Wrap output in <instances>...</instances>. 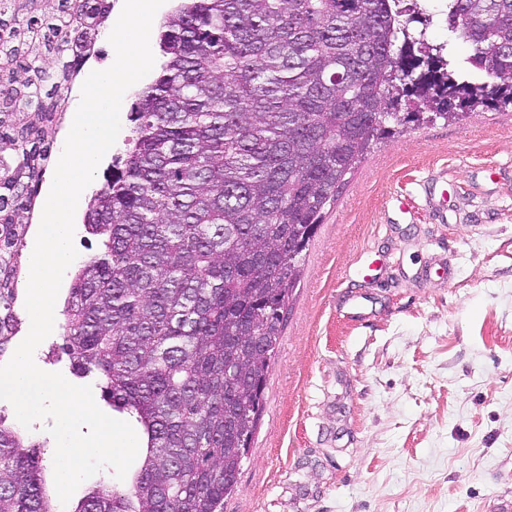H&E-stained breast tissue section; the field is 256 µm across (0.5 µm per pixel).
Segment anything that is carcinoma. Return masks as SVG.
I'll return each instance as SVG.
<instances>
[{"label": "carcinoma", "mask_w": 512, "mask_h": 512, "mask_svg": "<svg viewBox=\"0 0 512 512\" xmlns=\"http://www.w3.org/2000/svg\"><path fill=\"white\" fill-rule=\"evenodd\" d=\"M445 3L176 0L132 147L83 217L102 248L64 310L74 371L136 413L146 455L127 488L73 512H224L306 250L402 98L417 99L406 123L512 106V0ZM109 13L0 0V356L65 92ZM439 22L448 40L431 44ZM42 470L41 445L0 422V512H58Z\"/></svg>", "instance_id": "cac0c4a2"}]
</instances>
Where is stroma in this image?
I'll return each instance as SVG.
<instances>
[{
    "label": "stroma",
    "instance_id": "obj_1",
    "mask_svg": "<svg viewBox=\"0 0 512 512\" xmlns=\"http://www.w3.org/2000/svg\"><path fill=\"white\" fill-rule=\"evenodd\" d=\"M61 343L38 367L97 386ZM506 493L512 112L481 107L380 140L326 214L224 512H489Z\"/></svg>",
    "mask_w": 512,
    "mask_h": 512
}]
</instances>
